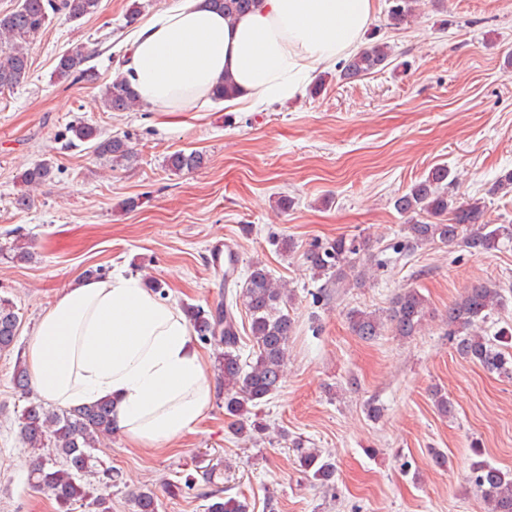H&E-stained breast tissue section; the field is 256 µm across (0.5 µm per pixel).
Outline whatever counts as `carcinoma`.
<instances>
[{
	"instance_id": "carcinoma-1",
	"label": "carcinoma",
	"mask_w": 512,
	"mask_h": 512,
	"mask_svg": "<svg viewBox=\"0 0 512 512\" xmlns=\"http://www.w3.org/2000/svg\"><path fill=\"white\" fill-rule=\"evenodd\" d=\"M206 4L233 21L255 8L258 0H205ZM419 0H389L388 20L397 27L408 23ZM100 0H20L12 12L0 15V91L13 89L28 78V51L32 41L45 28L50 15L63 12L71 20H80L98 12ZM389 46L376 42L342 62L339 77L354 80L388 65ZM89 53L77 45L58 58L54 74L60 80L74 78L88 85L98 80L96 70L87 65ZM105 107L111 112H127L141 100L123 73L102 91ZM71 141L94 142V152L119 165L132 157L125 137L103 136L95 127L74 122L67 127ZM203 154L177 151L167 157V166L174 172L190 171L204 165ZM52 166L40 162L22 174V183L41 187L52 178ZM448 167L436 166L407 192L393 200L394 209L411 217L406 225L403 248L413 251L428 243L450 244L457 241L473 253H487L498 247L503 237L512 236V227L491 224L486 220V203L479 199L462 201L448 191ZM491 195L512 193V171L500 174L489 188ZM369 251L366 242L357 237H338L314 242L304 252L307 267L316 281L342 283L349 280ZM227 293L224 302L205 309L187 304L182 307L193 332L203 341L222 347L216 356L224 387L225 414L236 418L233 431L254 438L267 427L260 419H249L252 409L265 404L283 379L288 336L293 320L284 308L292 301L286 288L278 283L261 261L251 263L243 284L224 280ZM244 307L250 317L253 342L251 357L241 358L240 336L235 310ZM504 306L502 288L493 281H484L467 289L448 306L445 335L457 354L480 365L490 373L512 378V357L501 350L499 340L507 336L500 331L495 338L478 332ZM426 301L415 288H406L396 295L384 311L351 310L347 320L352 331L365 340H374L389 331L409 338L420 329L425 317ZM19 316L14 302L0 297V354L14 350ZM30 371L23 361L15 366L13 382L29 392ZM23 440L31 448H49V456L34 459L28 484L37 493L49 494L66 510L77 505L88 512H112L110 498L93 496L89 487L110 485L118 474L102 465L94 454L100 440L119 430L113 417L112 402L104 399L77 407L56 406L40 399L29 401L19 417ZM301 471L309 478L329 483L336 471L335 463L322 456L316 448L296 442ZM469 483L487 505L488 512H512V473L479 461L474 464ZM207 512H249V505L235 497L215 490L205 494ZM136 512H157L154 491L143 488L133 494Z\"/></svg>"
}]
</instances>
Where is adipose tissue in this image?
<instances>
[{
  "label": "adipose tissue",
  "mask_w": 512,
  "mask_h": 512,
  "mask_svg": "<svg viewBox=\"0 0 512 512\" xmlns=\"http://www.w3.org/2000/svg\"><path fill=\"white\" fill-rule=\"evenodd\" d=\"M379 0H262L227 23L204 0H174L128 41L124 74L171 121L205 106L232 77L226 106L295 97L359 48ZM37 393L63 405L111 400L134 445L192 431L211 396L182 313L136 278L83 280L41 316L28 352Z\"/></svg>",
  "instance_id": "obj_1"
}]
</instances>
